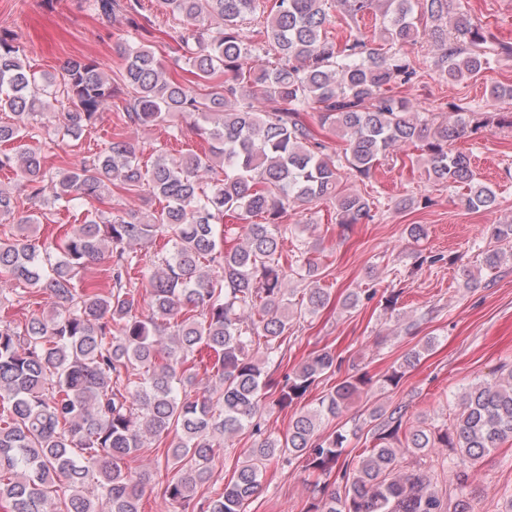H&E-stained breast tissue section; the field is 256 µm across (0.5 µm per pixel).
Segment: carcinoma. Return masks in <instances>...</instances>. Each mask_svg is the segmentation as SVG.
I'll return each mask as SVG.
<instances>
[{"label": "carcinoma", "instance_id": "obj_1", "mask_svg": "<svg viewBox=\"0 0 512 512\" xmlns=\"http://www.w3.org/2000/svg\"><path fill=\"white\" fill-rule=\"evenodd\" d=\"M160 0L187 24L181 37L190 72L208 93L167 77L149 45L154 25L141 0H84L86 9L125 16L137 42L122 49L121 83L99 62L70 58L58 75L38 82L23 46L0 29V171L17 177L0 186V222L14 233L0 238V307L18 287L48 295V307L25 322L0 314V508L4 512H141L145 489L163 486L165 503L180 512H247L274 461H302L319 478L307 512H446L425 460L448 468L452 512H473L477 464L512 440V368L471 382L461 409L443 429L403 426L406 408L377 406L373 447L344 457L347 436L320 433L322 420L343 414L375 387L355 372L318 405L295 416L283 437L268 433L270 406L304 399L318 379L341 368L328 349L279 378L255 355L270 360L287 341L288 324L328 306L317 287L318 262L303 249L282 253L289 207L332 204L347 231L387 206L343 186L342 172L367 178L380 158L412 145L428 179L463 190L452 202L467 210L495 206L494 190L477 177L470 158L453 143L493 124L495 112L451 104L452 115L411 111L393 87L420 77L421 62L407 48L425 40L446 81L481 78L512 44L499 40L477 15L451 0ZM342 11L349 36L328 37L331 12ZM380 12L370 33L360 21ZM266 15L260 39L246 43L239 26ZM269 55L274 61L248 65ZM224 83L209 85L218 71ZM134 93L126 113L134 126L169 124L194 115L208 150L174 158L155 150L143 168L135 140L119 133L100 152L65 169L47 166L44 148L79 139L120 95ZM273 104L259 112L253 101ZM60 109H55V105ZM316 114L344 147L332 151L308 123ZM35 140L44 147L31 148ZM142 189L159 200L150 213H112V188ZM40 207L77 212L80 224L61 237L42 238L36 220L19 212L18 196ZM260 216L263 221L256 222ZM243 221L240 242L226 246L225 218ZM483 265L512 264V221L487 227ZM164 240L162 246L157 241ZM108 259L106 284H80L91 262ZM146 280L140 292L133 274ZM305 287H287L291 280ZM421 353L408 354L377 385H399ZM205 378H199V370ZM196 397H191V392ZM276 394L272 405L266 392ZM253 438L222 492L197 498L212 476L220 449L243 430ZM156 442L178 473L159 462L138 476L127 460ZM415 459L406 472L399 458Z\"/></svg>", "mask_w": 512, "mask_h": 512}]
</instances>
